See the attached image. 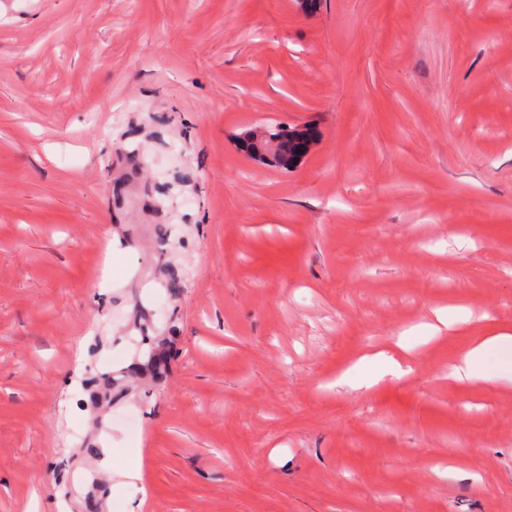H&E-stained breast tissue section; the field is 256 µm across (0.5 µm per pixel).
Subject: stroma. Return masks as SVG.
Listing matches in <instances>:
<instances>
[{"mask_svg":"<svg viewBox=\"0 0 512 512\" xmlns=\"http://www.w3.org/2000/svg\"><path fill=\"white\" fill-rule=\"evenodd\" d=\"M509 325L512 0H0V512H512ZM261 126H264L273 138H279L288 141V145L295 142L308 141L315 138V132L310 127L288 128V126L278 122H269ZM489 359L498 365L504 375L512 378V330L510 328L488 330L481 342L452 367L450 376L458 380L480 381L483 378L482 367ZM172 337L174 336H155L151 339L147 336L149 346L145 360L133 367V373H146L155 379H163L168 368L166 350Z\"/></svg>","mask_w":512,"mask_h":512,"instance_id":"1","label":"stroma"}]
</instances>
